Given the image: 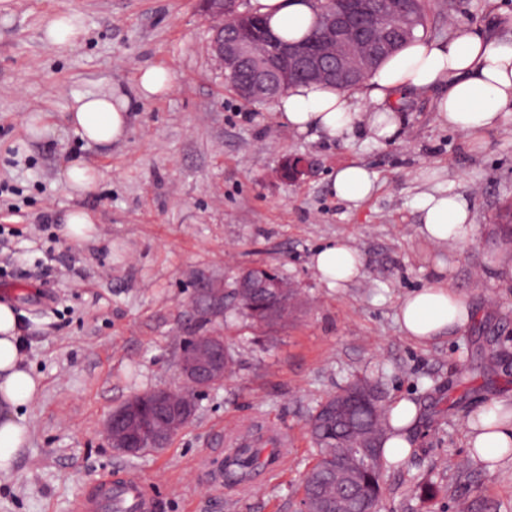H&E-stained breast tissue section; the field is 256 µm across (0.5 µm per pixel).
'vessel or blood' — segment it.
<instances>
[{
    "instance_id": "obj_1",
    "label": "vessel or blood",
    "mask_w": 512,
    "mask_h": 512,
    "mask_svg": "<svg viewBox=\"0 0 512 512\" xmlns=\"http://www.w3.org/2000/svg\"><path fill=\"white\" fill-rule=\"evenodd\" d=\"M159 503L149 493L141 475L126 474L97 480L74 512H158Z\"/></svg>"
}]
</instances>
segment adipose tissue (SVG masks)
<instances>
[{
  "instance_id": "obj_1",
  "label": "adipose tissue",
  "mask_w": 512,
  "mask_h": 512,
  "mask_svg": "<svg viewBox=\"0 0 512 512\" xmlns=\"http://www.w3.org/2000/svg\"><path fill=\"white\" fill-rule=\"evenodd\" d=\"M248 8L264 17L271 30L288 40L301 38L314 14L309 0H249ZM83 33L74 12L51 14L43 28L44 42L57 49L74 46ZM438 91L436 118L441 125L472 139L512 121V34L490 38L479 30H458L433 39L416 33L407 46L373 71L361 91L351 93L329 85L297 84L276 102V115L288 129L311 138H336L364 126L378 144L394 141L403 119L396 107L405 94ZM130 122V99L114 89L73 95L65 112L67 130L87 147L122 141ZM339 199L358 203L376 189L370 171L358 164L339 167L331 183ZM416 208L421 237L431 243L462 245L475 224L464 193L434 189L418 196ZM312 265L328 287L336 288L363 275L358 249L336 241L312 257ZM473 312L466 299L451 288L445 274H436L399 303L397 322L405 336L427 345L443 334L466 327ZM22 321L15 309L0 303V472H11L28 440L22 407L42 389L39 376L25 363ZM392 430L384 443L386 461L405 460L411 453V433L418 408L408 399L388 407ZM468 444L473 456L488 465L512 458V409L492 403L468 420Z\"/></svg>"
}]
</instances>
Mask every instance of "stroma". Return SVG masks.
<instances>
[{
    "label": "stroma",
    "mask_w": 512,
    "mask_h": 512,
    "mask_svg": "<svg viewBox=\"0 0 512 512\" xmlns=\"http://www.w3.org/2000/svg\"><path fill=\"white\" fill-rule=\"evenodd\" d=\"M488 0H462L432 16L427 34L499 27ZM75 11L82 41L59 50L42 39L47 16ZM199 0H9L0 9V289L22 314L28 360L42 391L25 415L30 437L0 473V512H73L107 476L146 477L160 512H295L298 479L312 463L306 421L317 403L356 377L380 379L384 403L419 409L405 461L387 465L380 512H512V461L473 459L466 423L490 402L512 406V284L484 269L512 225V123L473 141L441 126L434 94L406 97L404 126L378 145L364 133L313 139L281 125L273 105L242 100L212 59ZM161 66L171 92L133 102L120 144L86 148L74 136L36 140L27 115L63 119L74 93L134 92L143 68ZM103 174L98 190L70 196L58 172L72 155ZM309 170L278 174L286 157ZM359 163L376 192L359 205L337 198L331 174ZM466 192L475 231L458 248L417 232L415 198L428 188ZM96 219V241L63 235L73 208ZM350 240L364 276L337 288L311 266L320 247ZM272 268L301 306L274 326L254 323L230 294L242 272ZM469 302L462 330L418 345L395 322L404 295L435 268ZM222 336L235 365L204 393L192 420L162 450L130 457L105 440L109 413L130 396L183 386V340ZM270 425L287 436L277 462L251 485L216 487L210 471L237 441L228 427Z\"/></svg>",
    "instance_id": "1"
}]
</instances>
